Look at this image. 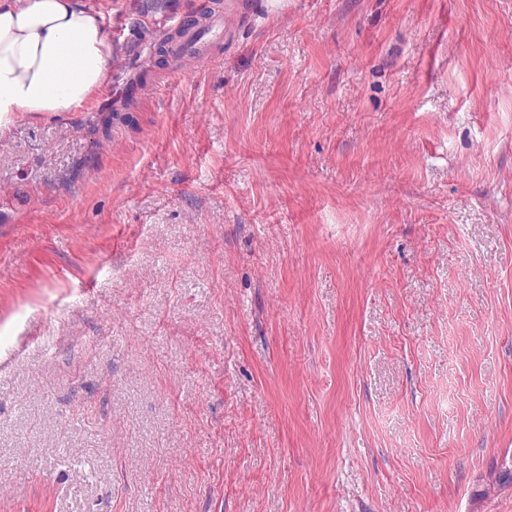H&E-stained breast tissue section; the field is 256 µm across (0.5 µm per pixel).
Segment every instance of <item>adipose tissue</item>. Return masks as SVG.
Here are the masks:
<instances>
[{
    "mask_svg": "<svg viewBox=\"0 0 512 512\" xmlns=\"http://www.w3.org/2000/svg\"><path fill=\"white\" fill-rule=\"evenodd\" d=\"M112 57L84 0H0V133L23 112H75L105 82Z\"/></svg>",
    "mask_w": 512,
    "mask_h": 512,
    "instance_id": "adipose-tissue-1",
    "label": "adipose tissue"
}]
</instances>
